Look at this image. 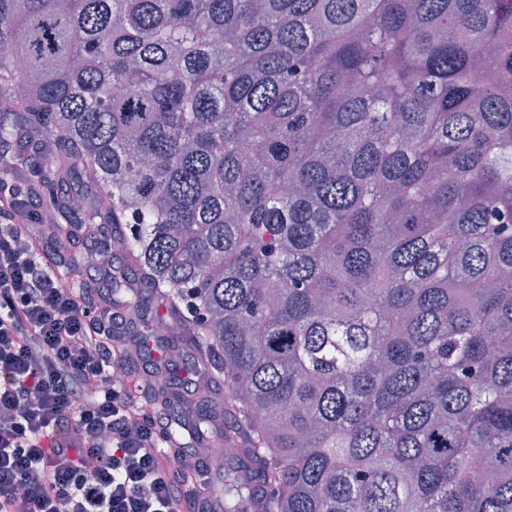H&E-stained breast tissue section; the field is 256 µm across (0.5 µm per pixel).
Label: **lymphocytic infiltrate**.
<instances>
[{"mask_svg":"<svg viewBox=\"0 0 512 512\" xmlns=\"http://www.w3.org/2000/svg\"><path fill=\"white\" fill-rule=\"evenodd\" d=\"M43 237L0 225V512H204L193 438L158 449L172 368L113 383L133 320L100 279L58 273Z\"/></svg>","mask_w":512,"mask_h":512,"instance_id":"1","label":"lymphocytic infiltrate"}]
</instances>
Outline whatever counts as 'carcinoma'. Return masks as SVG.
<instances>
[{"label":"carcinoma","mask_w":512,"mask_h":512,"mask_svg":"<svg viewBox=\"0 0 512 512\" xmlns=\"http://www.w3.org/2000/svg\"><path fill=\"white\" fill-rule=\"evenodd\" d=\"M1 102L224 375L226 512H512V0H0ZM59 188L63 194L84 196L88 204L94 199L93 186L80 173L68 176Z\"/></svg>","instance_id":"obj_1"}]
</instances>
